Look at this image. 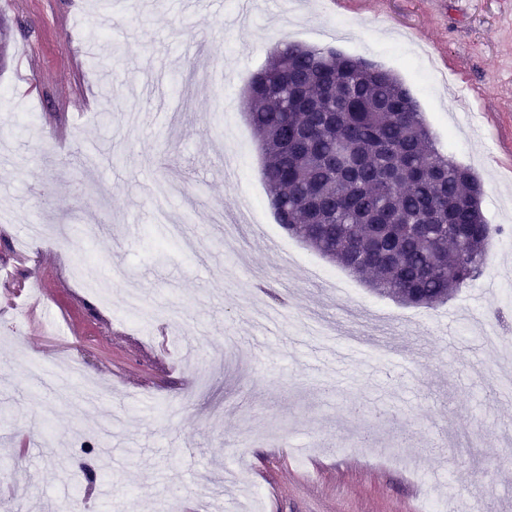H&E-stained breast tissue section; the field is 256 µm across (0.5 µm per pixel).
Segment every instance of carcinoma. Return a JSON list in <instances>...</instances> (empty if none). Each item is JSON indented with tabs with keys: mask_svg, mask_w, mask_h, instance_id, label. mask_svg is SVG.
<instances>
[{
	"mask_svg": "<svg viewBox=\"0 0 512 512\" xmlns=\"http://www.w3.org/2000/svg\"><path fill=\"white\" fill-rule=\"evenodd\" d=\"M245 94L268 205L289 236L406 305L430 307L482 274L495 232L483 185L438 147L396 74L288 43Z\"/></svg>",
	"mask_w": 512,
	"mask_h": 512,
	"instance_id": "obj_1",
	"label": "carcinoma"
}]
</instances>
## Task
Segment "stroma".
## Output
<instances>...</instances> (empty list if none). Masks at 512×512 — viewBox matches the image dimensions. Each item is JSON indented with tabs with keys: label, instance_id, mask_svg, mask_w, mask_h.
Segmentation results:
<instances>
[{
	"label": "stroma",
	"instance_id": "1",
	"mask_svg": "<svg viewBox=\"0 0 512 512\" xmlns=\"http://www.w3.org/2000/svg\"><path fill=\"white\" fill-rule=\"evenodd\" d=\"M0 0V512H512V391L484 327L512 339V0ZM288 42L391 70L502 226L481 277L431 307L373 292L305 243L236 250L216 212L263 193L243 92ZM183 193L157 220L152 189ZM121 267L112 299L71 274ZM185 312L119 315L126 288ZM74 356L98 383L29 390ZM193 448L183 456V448Z\"/></svg>",
	"mask_w": 512,
	"mask_h": 512
}]
</instances>
